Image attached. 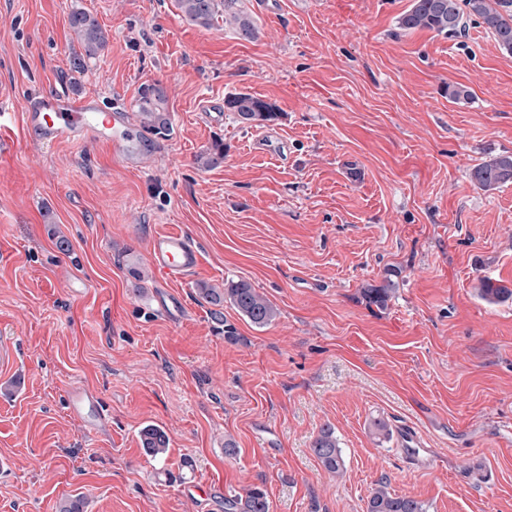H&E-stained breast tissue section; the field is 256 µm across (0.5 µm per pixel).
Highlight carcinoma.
I'll return each instance as SVG.
<instances>
[{
	"instance_id": "cac0c4a2",
	"label": "carcinoma",
	"mask_w": 512,
	"mask_h": 512,
	"mask_svg": "<svg viewBox=\"0 0 512 512\" xmlns=\"http://www.w3.org/2000/svg\"><path fill=\"white\" fill-rule=\"evenodd\" d=\"M237 2L176 0V6L191 25L211 29L222 23L240 38L253 40L258 36V27L250 14L235 8ZM474 19L484 26L502 50L512 54V0H412L410 7L399 16L397 25L403 31L419 29L457 36L464 33ZM69 26L81 48L71 56V65L74 71L81 73L89 61L98 58L105 50L109 36L90 12L76 5L70 9ZM224 108L234 113L239 123L250 127L273 122L280 115L275 104L248 93L226 97ZM134 109L146 129L158 133L169 129V96L160 83L141 85ZM223 162L222 141L214 142L196 157L198 167L204 170ZM470 177L486 192L512 183V154H500L475 166ZM398 278V270H386L382 283L363 289L362 298L370 305L386 307L397 288ZM478 292L491 304L512 299V287L488 277L479 279ZM196 294L216 307L229 303L244 320L256 327H265L278 316L276 306L244 280H226L222 288L200 283ZM139 440L143 452L152 458L166 455L170 443L166 431L153 424L140 430ZM312 451L327 472L336 474L343 470L342 450L332 428H322L312 443ZM224 512H270V501L264 489L251 487L243 495L224 498ZM367 512H426V509L413 498L392 494L387 484L381 481L369 497Z\"/></svg>"
}]
</instances>
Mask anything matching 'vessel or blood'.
<instances>
[{"instance_id": "b4317fda", "label": "vessel or blood", "mask_w": 512, "mask_h": 512, "mask_svg": "<svg viewBox=\"0 0 512 512\" xmlns=\"http://www.w3.org/2000/svg\"><path fill=\"white\" fill-rule=\"evenodd\" d=\"M23 123L36 144L52 146L59 143L83 144L99 142L113 155L125 160L140 156V133L128 113L97 112L88 99H76L61 92L42 104L24 111ZM147 257L156 278L169 283L185 280L198 266L200 252L194 241L179 231L154 234L147 246ZM100 399L87 389L78 387L69 393L72 416L92 425L99 418ZM421 431L411 425L402 428V457L406 465L424 469L419 446Z\"/></svg>"}]
</instances>
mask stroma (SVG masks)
I'll return each mask as SVG.
<instances>
[{
    "mask_svg": "<svg viewBox=\"0 0 512 512\" xmlns=\"http://www.w3.org/2000/svg\"><path fill=\"white\" fill-rule=\"evenodd\" d=\"M75 4L109 34L79 75ZM239 4L254 41L189 25L174 0H0V512L76 494L86 512H224L252 486L271 512H366L381 480L427 512H512V300L476 291L512 282V184L470 177L512 153V55L475 21L459 37L399 31L411 0ZM152 82L172 125L145 132L132 165L98 144L34 145L22 123L63 91L128 111ZM456 84L468 99L449 98ZM237 92L279 119L238 124ZM216 139L223 163L199 169ZM168 230L201 262L166 287L146 251ZM389 267L394 297L366 304ZM228 279L278 309L258 328L224 306L234 342L196 295ZM154 291L179 318L148 307ZM76 386L100 397V426L71 416ZM377 418L418 427L432 467L408 469ZM147 424L170 438L163 459L140 447ZM327 425L338 476L311 450ZM478 292L484 300L491 304L512 299V287L504 284L502 280L488 277L479 279Z\"/></svg>",
    "mask_w": 512,
    "mask_h": 512,
    "instance_id": "35a3bbf8",
    "label": "stroma"
}]
</instances>
